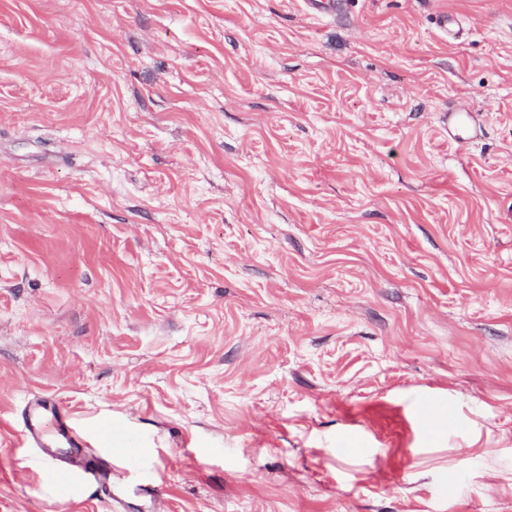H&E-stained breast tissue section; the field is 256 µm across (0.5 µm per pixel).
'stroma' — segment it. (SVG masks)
Instances as JSON below:
<instances>
[{
  "label": "stroma",
  "mask_w": 512,
  "mask_h": 512,
  "mask_svg": "<svg viewBox=\"0 0 512 512\" xmlns=\"http://www.w3.org/2000/svg\"><path fill=\"white\" fill-rule=\"evenodd\" d=\"M0 512H512V0H0ZM61 407L41 398L30 402L24 418L26 440L33 442L41 450V457L49 466V472L61 476L65 472L73 474L85 486L97 483L103 487L108 479L107 469L93 458L79 462L76 458L63 457L71 452L60 448H70L72 452L81 448L80 453L91 454L85 440L77 431L69 428L63 421Z\"/></svg>",
  "instance_id": "35a3bbf8"
}]
</instances>
